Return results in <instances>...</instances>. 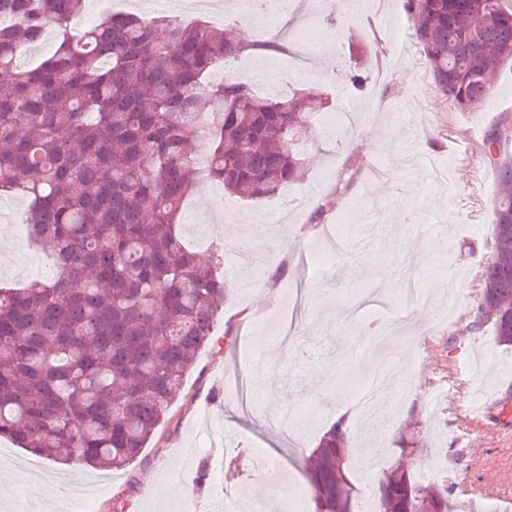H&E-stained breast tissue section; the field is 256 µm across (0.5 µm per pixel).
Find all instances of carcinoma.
<instances>
[{
	"label": "carcinoma",
	"mask_w": 512,
	"mask_h": 512,
	"mask_svg": "<svg viewBox=\"0 0 512 512\" xmlns=\"http://www.w3.org/2000/svg\"><path fill=\"white\" fill-rule=\"evenodd\" d=\"M82 0H0V191L29 200L28 238L55 274L0 288V439L54 463L74 457L115 469L156 435L199 352L214 343L226 283L219 251L205 262L178 217L199 180L249 201L279 196L302 176L314 133L293 89L263 97L234 75H205L255 47L202 19L118 12L76 33ZM413 37L436 89L454 108H480L512 60V0H406ZM52 28L56 53L36 65L22 50ZM195 129L207 164L186 142ZM512 139L495 129L493 248L480 274L474 327L512 347ZM360 169L344 167L350 195ZM351 425L342 417L305 461L314 512H336ZM415 456L419 431L402 434ZM455 486L391 466L377 512H450Z\"/></svg>",
	"instance_id": "carcinoma-1"
}]
</instances>
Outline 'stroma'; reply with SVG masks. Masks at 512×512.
Masks as SVG:
<instances>
[{
    "mask_svg": "<svg viewBox=\"0 0 512 512\" xmlns=\"http://www.w3.org/2000/svg\"><path fill=\"white\" fill-rule=\"evenodd\" d=\"M278 23L287 27L290 50L248 52L256 71H274L262 95L284 92L291 52H307L295 87L313 85L324 72L342 81L352 65L374 59L371 90L335 94L322 85L320 109L349 110L333 132L316 130L305 149V174L280 197L251 202L204 181L185 201L178 221L197 251L210 242L214 225L224 227L222 273L228 283L217 328L228 333L234 352L203 349L187 373L179 397L139 458L122 470H96L74 458L55 465L56 482L0 485V512H41L65 490L90 492L84 512H113L115 495L131 512H183L186 495L209 504L215 485L272 504L305 486L303 461L338 409L353 407L355 381L400 365L403 377L390 390L380 415L364 430H352L346 461L352 500L359 512H375L376 490L395 462L394 441L409 418L423 423L422 466L449 472L457 486L458 512H512V403L501 416L491 403L512 388V348L497 345L489 328L470 330L478 305L477 282L491 253L492 202L497 190L483 152L495 127L512 126V73L502 72L488 104L459 111L434 88L405 13V0H381L385 15L361 23L351 0H271ZM344 14V25L323 19ZM380 168L382 179L358 183L365 211L351 218L355 231L335 250L322 229L307 228L310 201L324 203L328 223L345 212L347 197L336 190L347 158ZM414 210L417 223L403 222L397 202ZM28 202L0 195V284H22L31 267L52 273L50 255L18 236ZM416 242L405 254L401 238ZM284 277H276L278 268ZM419 275L430 294L352 321L349 303L361 287L375 285L398 295L407 272ZM327 299L329 309L317 307ZM468 352L470 379L446 366L449 337ZM280 385L278 402L265 397ZM223 460L220 471L201 473L202 461ZM267 474L258 476L257 463Z\"/></svg>",
    "mask_w": 512,
    "mask_h": 512,
    "instance_id": "obj_1",
    "label": "stroma"
}]
</instances>
